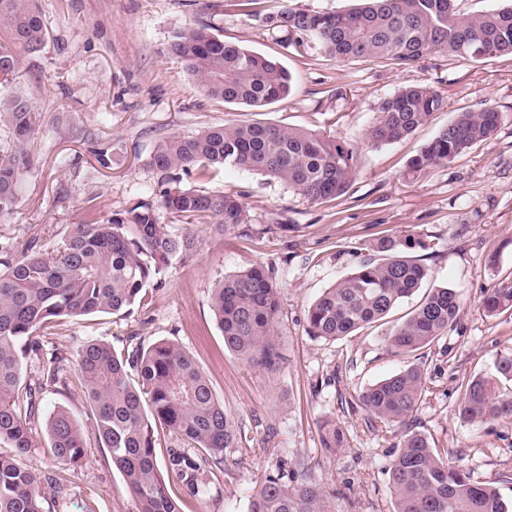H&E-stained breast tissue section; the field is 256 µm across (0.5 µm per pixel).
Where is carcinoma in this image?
<instances>
[{
    "label": "carcinoma",
    "instance_id": "carcinoma-1",
    "mask_svg": "<svg viewBox=\"0 0 512 512\" xmlns=\"http://www.w3.org/2000/svg\"><path fill=\"white\" fill-rule=\"evenodd\" d=\"M248 0L250 16L276 36L284 49L312 42L338 62L383 59L412 67L432 54L480 61L512 54V5L462 16L455 0H358L351 8L315 11L284 0ZM47 28L35 0H0V90H9L20 69V52L44 47ZM168 53L179 59L206 96L249 108H264L288 98L292 77L278 61L229 43L214 27L195 20L177 31ZM447 100L426 83L407 86L385 99L365 132L371 146L405 138ZM12 146L0 148V216L17 205L21 147L33 126L34 106L8 94ZM500 115L495 108L459 112L409 162L413 172L450 162L474 144L493 137ZM355 145L335 136L253 122L219 124L189 136L161 140L147 165L166 177L158 199H142L106 223L91 216L73 224L53 250L30 246L16 255L0 247V443L13 448L0 456V512H47L39 495V473L26 463L40 420V395L47 387L68 390L71 371L84 382L92 429L85 432L65 409L43 423L50 454L69 469L88 457V441L108 451L134 499L136 512H182L166 476L192 494L205 489L207 473L224 463L226 452L241 446L242 435L224 412L210 382L178 343L157 341L123 355L101 340L77 353H44L41 333L64 319L118 314L145 298L147 288L166 283L170 269L185 262L200 245L196 224L226 231L249 223L238 196L187 188L182 177L207 180L226 166L265 174L313 203L347 193L355 175ZM186 225L173 233L161 214ZM427 244L416 238L383 237L379 259H366L308 307L306 332L335 341L379 322L428 278L425 265L407 251ZM460 296L447 287L431 290L387 339L391 354L408 360L400 372L361 392L351 406L369 416L370 425L404 423L423 403L429 387L417 352L441 339L456 320ZM481 307L488 314L512 308V281L487 291ZM211 308L224 346L247 365L276 373L283 357L277 342L282 313L274 270L253 265L224 277L211 293ZM36 373L22 382L27 364ZM459 415L491 422L512 413V401L496 395L494 383L476 377L462 385ZM323 447L349 444L333 419L320 425ZM168 432L171 448L161 472L156 458L158 432ZM394 512H512L492 484L478 483L452 466L429 437L403 435L389 467ZM249 512H327L311 468L295 461L255 488Z\"/></svg>",
    "mask_w": 512,
    "mask_h": 512
}]
</instances>
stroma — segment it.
Instances as JSON below:
<instances>
[{"instance_id": "stroma-1", "label": "stroma", "mask_w": 512, "mask_h": 512, "mask_svg": "<svg viewBox=\"0 0 512 512\" xmlns=\"http://www.w3.org/2000/svg\"><path fill=\"white\" fill-rule=\"evenodd\" d=\"M222 2L37 0L49 41L42 51L22 55L13 87L33 103L35 125L25 146L29 161L20 167L16 209L0 217V244L20 253L36 240L49 252L89 214L107 219L156 196L164 179L146 164L155 143L216 124L273 123L358 144L347 193L313 204L268 177L221 170L201 187L240 194L249 233L200 226L201 248L170 271L163 288L148 290L131 315L65 320L44 336L46 349L73 353L99 339L123 353L135 340L150 345L168 339L193 356L250 442L208 473L206 495H190L172 483L182 512H248L255 487L276 473L282 458L308 464L331 512H394L386 469L410 429L512 501V414L477 423L457 409L461 382L475 377L494 378L497 395L512 400V380L495 371L499 358L512 356V309L491 316L481 307L485 289L512 280V55L475 63L436 54L412 68L339 63L315 48L302 57L278 46L243 12L224 10ZM195 19L210 22L225 41L277 58L293 76L292 95L250 110L199 92L167 52L174 32ZM418 83L440 92L445 110L402 140L364 145L380 102ZM487 105L500 114L492 139L450 162L409 172L410 159L456 113ZM101 151L108 166L96 160ZM409 235L426 244L419 256L429 277L419 291L385 320L353 335L336 341L307 335L305 313L325 288L375 256L380 237ZM255 264L278 270L277 333L285 363L273 375L225 348L210 307L217 281ZM438 287L457 291L462 305L442 338L424 351L431 392L407 425L371 426L366 412L346 401L404 368L403 359L388 352L386 338ZM60 407L91 429L80 378H73L69 391L45 390L42 415ZM328 417L346 428L349 447H322L318 425ZM27 462L38 469L39 489L54 499L55 512H135L106 449L91 448L85 462L63 472L40 438ZM60 476L65 490L58 494L53 480Z\"/></svg>"}]
</instances>
